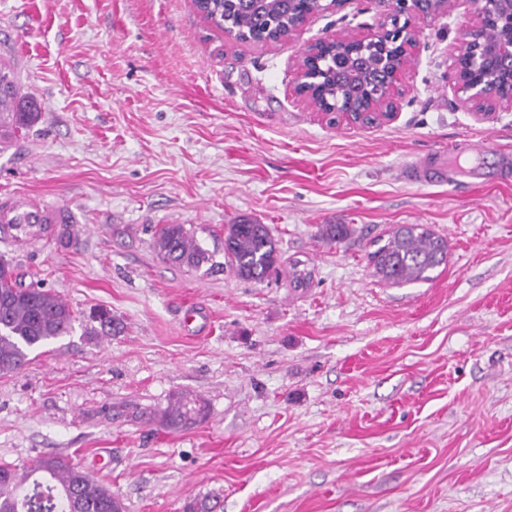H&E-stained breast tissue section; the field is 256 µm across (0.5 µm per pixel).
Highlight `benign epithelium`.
I'll use <instances>...</instances> for the list:
<instances>
[{"mask_svg": "<svg viewBox=\"0 0 512 512\" xmlns=\"http://www.w3.org/2000/svg\"><path fill=\"white\" fill-rule=\"evenodd\" d=\"M310 0H288V15L297 17L288 27L289 37L301 35L310 17ZM379 20L366 35L322 37L304 46L302 57L311 59L312 69L297 70L295 95L321 112L333 125L349 122L340 113V100H330L323 92V82L336 81L329 70V56L344 54L355 59L369 51H379L387 73L370 77L353 69L350 79L369 110L391 120L399 111L404 95L401 76L420 47L422 25L436 20L459 4V0H373ZM469 21L451 51L450 75L460 106L484 117L501 109L512 108V0H464Z\"/></svg>", "mask_w": 512, "mask_h": 512, "instance_id": "7a95c632", "label": "benign epithelium"}]
</instances>
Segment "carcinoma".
<instances>
[{"label":"carcinoma","mask_w":512,"mask_h":512,"mask_svg":"<svg viewBox=\"0 0 512 512\" xmlns=\"http://www.w3.org/2000/svg\"><path fill=\"white\" fill-rule=\"evenodd\" d=\"M283 0H194L197 12L222 29L229 27L244 41L258 30L270 29L273 39L288 38V11ZM35 119L24 109L18 75L11 59L0 56V147L9 146ZM352 233L347 224H324L322 239L340 243ZM158 253L179 265L197 268L209 260L182 224L163 225L155 239ZM224 256L237 275L261 281L276 269L278 248L264 224L240 220L224 229ZM373 274L389 285L427 282L448 264V242L419 224H398L385 242L368 253ZM74 321L61 297L25 282L12 263L0 257V373L21 371L29 354L63 336ZM206 416L199 399L179 395L161 420L173 428H188ZM0 512H124L119 497L89 474L54 454H42L23 469L0 464Z\"/></svg>","instance_id":"obj_1"}]
</instances>
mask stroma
<instances>
[{
  "label": "stroma",
  "instance_id": "obj_1",
  "mask_svg": "<svg viewBox=\"0 0 512 512\" xmlns=\"http://www.w3.org/2000/svg\"><path fill=\"white\" fill-rule=\"evenodd\" d=\"M466 12L424 28L397 116L361 127L295 98L294 65L305 43L373 23V0L263 48L192 0H0V54L38 114L0 151V200L62 217L0 255L76 316L0 375V463L55 453L124 512H512V183L490 175L512 111L458 105L448 48ZM474 143L479 177H398ZM243 218L280 252L261 282L224 258ZM164 224L210 262L164 261ZM325 224L352 233L331 244ZM396 224L447 239L434 280L373 276L367 254ZM101 307L120 333L99 332ZM181 393L207 415L172 429L161 414Z\"/></svg>",
  "mask_w": 512,
  "mask_h": 512
}]
</instances>
